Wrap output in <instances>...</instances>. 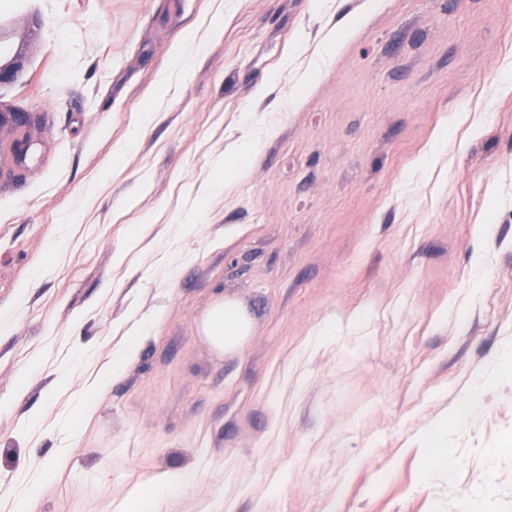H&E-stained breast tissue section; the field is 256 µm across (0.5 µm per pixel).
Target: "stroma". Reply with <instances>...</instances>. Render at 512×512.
Listing matches in <instances>:
<instances>
[{
	"instance_id": "35a3bbf8",
	"label": "stroma",
	"mask_w": 512,
	"mask_h": 512,
	"mask_svg": "<svg viewBox=\"0 0 512 512\" xmlns=\"http://www.w3.org/2000/svg\"><path fill=\"white\" fill-rule=\"evenodd\" d=\"M366 2L0 0L37 140L0 160V512H126L177 472L148 512H471L487 484L512 512V0ZM250 121L277 133L224 179ZM220 299L251 323L225 352ZM202 331L218 350L237 347L250 331V322L238 305L231 301L217 302L202 321ZM131 325L128 330L130 344L125 351L117 356L112 357V361L104 365L95 376H93L89 384V395L80 403L75 410L68 426L71 433H76L84 420L90 417L94 411L95 405L92 397L104 391L112 382V380L123 372L126 360L133 355L137 344L144 335L149 323L141 318L133 315L130 318Z\"/></svg>"
}]
</instances>
